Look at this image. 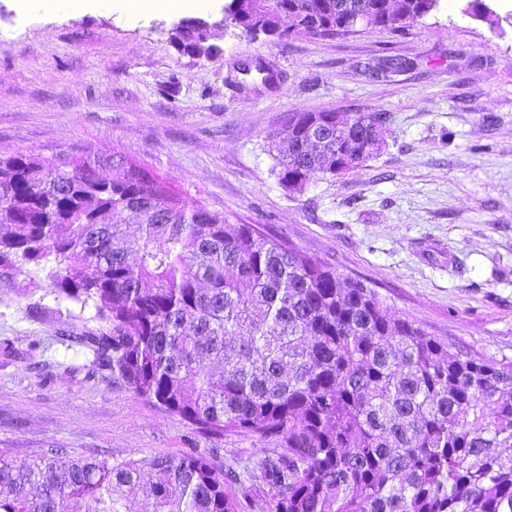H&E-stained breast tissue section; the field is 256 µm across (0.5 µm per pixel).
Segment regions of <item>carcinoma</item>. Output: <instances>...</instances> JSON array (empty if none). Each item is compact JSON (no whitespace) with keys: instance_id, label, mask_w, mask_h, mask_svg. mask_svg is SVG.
<instances>
[{"instance_id":"1","label":"carcinoma","mask_w":512,"mask_h":512,"mask_svg":"<svg viewBox=\"0 0 512 512\" xmlns=\"http://www.w3.org/2000/svg\"><path fill=\"white\" fill-rule=\"evenodd\" d=\"M402 0L408 21L385 23V0H228L300 15L291 36L333 31L367 9L397 32L438 7ZM209 27L173 41L206 54ZM377 112L344 120L298 112L266 137L279 184L302 194L385 144ZM138 218L125 238L118 215ZM41 266L58 295L93 304L99 328L77 343L140 397L215 444L252 434L277 444L244 474L210 452L150 461L22 459L0 448V512H512V363L475 357L397 318L379 294L253 224L176 193L121 155L53 162L0 158V273Z\"/></svg>"}]
</instances>
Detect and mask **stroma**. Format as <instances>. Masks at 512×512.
<instances>
[{
	"mask_svg": "<svg viewBox=\"0 0 512 512\" xmlns=\"http://www.w3.org/2000/svg\"><path fill=\"white\" fill-rule=\"evenodd\" d=\"M225 2L143 15L99 0L54 12L0 0V156L121 154L227 223L256 225L374 289L429 335L512 363V0H485L495 28L466 13L467 0H440L401 32L283 42L225 28ZM196 16L212 26L206 56L171 38L173 23ZM388 57L407 65L381 69ZM256 60L272 83L241 73ZM319 111L385 114V144L288 195L265 138ZM98 326L42 268L0 277V448L140 460L208 450L93 367L75 339ZM266 448L228 435L213 458L239 471Z\"/></svg>",
	"mask_w": 512,
	"mask_h": 512,
	"instance_id": "35a3bbf8",
	"label": "stroma"
}]
</instances>
